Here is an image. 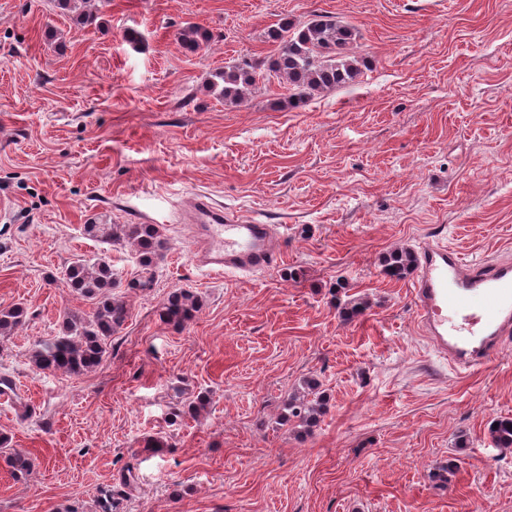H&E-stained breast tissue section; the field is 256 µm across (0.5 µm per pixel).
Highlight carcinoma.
Masks as SVG:
<instances>
[{"label":"carcinoma","instance_id":"1","mask_svg":"<svg viewBox=\"0 0 512 512\" xmlns=\"http://www.w3.org/2000/svg\"><path fill=\"white\" fill-rule=\"evenodd\" d=\"M54 6L67 13L77 26H87L96 19L88 0H51ZM266 39L280 46L278 54L261 63L244 60L226 66L212 74L210 90L227 105L238 103L258 84V76L266 70L278 79L286 91L288 103L298 105L314 94L326 89L348 85L361 74V61L350 54L356 32L328 15H312L299 22L288 15L268 27ZM213 33L202 25L191 23L180 32L185 49L196 53L209 45ZM85 236L112 242L124 239L138 255L139 264L152 273L157 260L166 248L159 226L156 224H112L109 219L93 220L84 225ZM415 258L409 251L397 250L385 258L384 274L392 280H401L412 270ZM112 265L103 258L80 257L64 271L63 279L71 290L93 302V312L84 315L67 312L58 334L41 340L32 350V362L41 371L79 375L96 367L107 352L112 335L125 323L129 311L126 303L112 295ZM202 303L192 291L178 288L162 304L163 319L182 324L193 319ZM22 307L0 310V343L9 340L26 318ZM308 392L295 394L287 400L290 417L296 426L309 431L324 413V398L318 391L319 383L308 381ZM491 429L498 448H512V418L496 420ZM10 472L19 481L31 472L30 459L18 452L6 457Z\"/></svg>","mask_w":512,"mask_h":512}]
</instances>
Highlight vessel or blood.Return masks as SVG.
<instances>
[{
    "label": "vessel or blood",
    "mask_w": 512,
    "mask_h": 512,
    "mask_svg": "<svg viewBox=\"0 0 512 512\" xmlns=\"http://www.w3.org/2000/svg\"><path fill=\"white\" fill-rule=\"evenodd\" d=\"M193 257L218 274L251 275L278 265L287 231L229 212L197 194L189 198ZM417 324L436 351L464 369L492 363L512 338V261L464 260L439 242L420 247L411 284Z\"/></svg>",
    "instance_id": "b4317fda"
}]
</instances>
